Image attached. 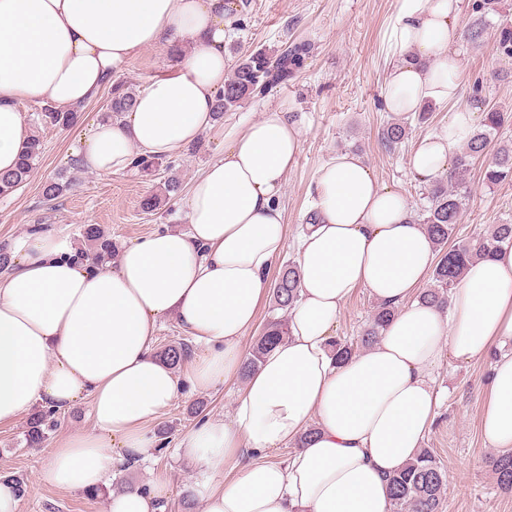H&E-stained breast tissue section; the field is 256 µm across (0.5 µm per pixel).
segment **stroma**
I'll use <instances>...</instances> for the list:
<instances>
[{
	"instance_id": "1",
	"label": "stroma",
	"mask_w": 512,
	"mask_h": 512,
	"mask_svg": "<svg viewBox=\"0 0 512 512\" xmlns=\"http://www.w3.org/2000/svg\"><path fill=\"white\" fill-rule=\"evenodd\" d=\"M395 9V0H248L241 27L230 33L228 47L241 52L259 48L273 52L294 41L312 45L293 79L224 116L228 124L252 121L267 108L280 106L299 127L302 150L282 199L289 233H296L312 213L308 187L321 165L339 150L362 155L378 183L403 195L410 213H417L424 203L425 190L411 172L410 157L421 136L447 125L449 110L433 107L430 120L412 126L401 148L391 151L382 144L379 132L390 117L383 104L387 33ZM451 48L460 63L459 106L478 103L512 113V58L499 52L494 36L475 47L457 34ZM174 65L164 49H147L128 62L117 78L138 91ZM110 98L109 90H102L72 127L33 126L44 152L27 182L0 196V245L12 244L32 224L64 230L77 243L82 240L81 225L98 224L120 249L156 231L186 229L182 198L155 214L142 213V200L157 186L154 176L136 171L101 176L77 169L71 151L89 127L105 117ZM483 166V161H476L468 175L469 199L456 229L457 239L468 240L490 232L494 225L512 223V183L487 188L481 177ZM61 173L77 174L78 185L55 200H45L44 183ZM494 360L489 354L463 366L446 361L437 379L441 404L423 445L448 472L445 512H512V491L498 487L489 467L492 450L480 432ZM243 384L238 376L212 392L183 389L152 424L164 450L149 461L131 464L109 484L108 495L91 498L38 481L57 440L71 432L92 430L86 400L58 412V427L36 448L27 447L24 440L30 414L0 422V476L24 482L26 492L18 512H108L110 493L158 478L170 486L167 512H182V498H199V474L177 447L202 417L229 415L233 394Z\"/></svg>"
}]
</instances>
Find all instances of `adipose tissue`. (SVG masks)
Returning a JSON list of instances; mask_svg holds the SVG:
<instances>
[{
	"label": "adipose tissue",
	"mask_w": 512,
	"mask_h": 512,
	"mask_svg": "<svg viewBox=\"0 0 512 512\" xmlns=\"http://www.w3.org/2000/svg\"><path fill=\"white\" fill-rule=\"evenodd\" d=\"M388 34L387 111L452 107L423 135L416 178L447 172L474 135L478 109L455 108L459 68L449 36L460 0H396ZM228 0H0V172L15 169L30 138L18 109L32 99L65 111L90 103L133 57L161 47L173 73L140 90L119 121L95 123L75 157L82 169L123 174L135 157L169 158L202 134L224 153L192 181L188 227L134 241L117 262L78 258L58 230L26 233L0 274V421L34 404L64 410L89 400L95 425L59 442L41 484L90 493L151 455L152 422L181 383L209 391L239 373L270 271L293 248L299 297L288 335L265 354L230 418L189 431L180 448L198 468L204 512H390L388 479L420 450L435 416L443 359L491 350L482 435L512 451V247L469 264L447 308L419 302L436 254L405 198L375 180L363 158L336 152L309 188L312 220L289 238L280 201L301 152L281 108L224 126L213 116L229 62ZM397 307L377 341L346 361L330 342L356 289ZM174 317L204 347L185 378L154 353L156 326ZM292 447L284 461L264 453ZM237 473L211 474L227 458ZM166 481L114 494L109 512H159Z\"/></svg>",
	"instance_id": "obj_1"
}]
</instances>
